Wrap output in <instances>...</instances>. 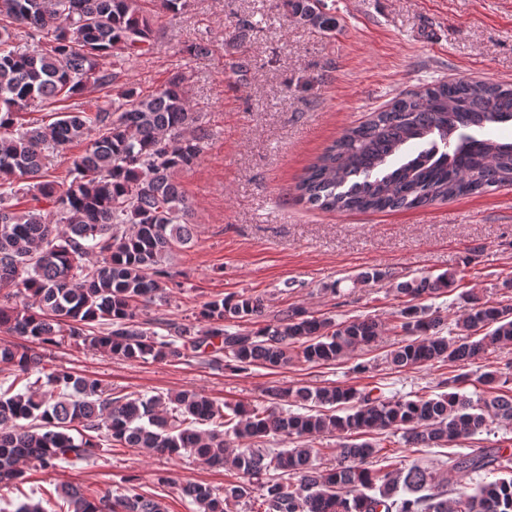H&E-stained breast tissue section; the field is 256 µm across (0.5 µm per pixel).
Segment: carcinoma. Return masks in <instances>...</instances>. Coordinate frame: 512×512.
<instances>
[{
    "label": "carcinoma",
    "instance_id": "carcinoma-1",
    "mask_svg": "<svg viewBox=\"0 0 512 512\" xmlns=\"http://www.w3.org/2000/svg\"><path fill=\"white\" fill-rule=\"evenodd\" d=\"M0 0V329L23 339L0 346V484L26 478L24 464L53 468L85 461L103 446L231 464L244 481L217 490L179 487L197 512H512V458L501 448L450 453L436 466L414 461L376 468L381 435L402 431L413 448H444L512 423V361L481 372L467 367L512 346V302L466 292L455 335L421 304L448 292L455 275L397 283L404 336L386 354L396 369L446 363L456 374L433 397L389 398L377 386L315 389L272 385L267 405L246 409L199 392L122 395L94 378L45 369L49 348L99 349L126 361L179 363L205 353L233 372L331 364L367 345L383 321L359 315L336 321L301 307L279 311L257 330L229 323L264 316L262 296H215L196 328L138 311L166 299L173 275L167 253L193 239L192 208L177 174L199 158L208 132L190 106L184 78L151 92L127 86L92 111L81 97L103 91L127 65L153 52L158 19L186 0ZM323 0H282L287 14L331 30ZM50 123L30 122L33 106ZM512 122V85L469 78L442 81L393 99L353 126L308 166L300 200L325 211L414 209L512 185V142L470 134ZM68 179H45L50 155L72 144ZM31 205L20 208L21 200ZM95 253L94 264L87 257ZM477 383L474 398L463 389ZM291 401L299 412L286 410ZM344 436L335 464H316L312 440ZM292 448H269L275 439ZM479 478L471 488L467 475ZM165 512L130 485L119 494L62 482L16 512Z\"/></svg>",
    "mask_w": 512,
    "mask_h": 512
}]
</instances>
